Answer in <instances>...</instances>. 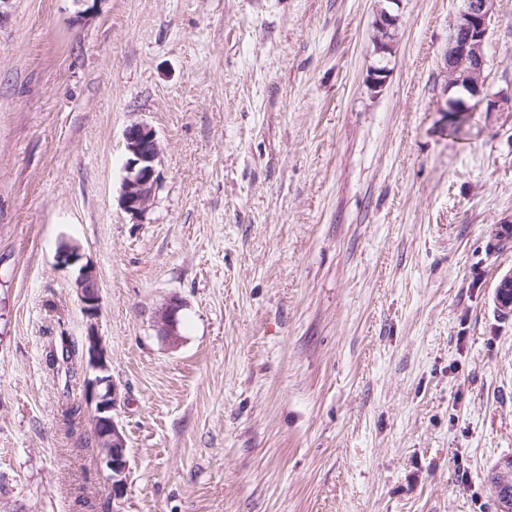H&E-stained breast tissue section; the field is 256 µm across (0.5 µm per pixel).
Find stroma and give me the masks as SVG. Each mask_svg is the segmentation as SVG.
<instances>
[{
	"mask_svg": "<svg viewBox=\"0 0 512 512\" xmlns=\"http://www.w3.org/2000/svg\"><path fill=\"white\" fill-rule=\"evenodd\" d=\"M12 0L0 18V512H496L512 456V112L448 127L462 0ZM487 82L512 89V0ZM162 148L145 215L123 134ZM76 240L99 276L127 484L81 383ZM179 298L180 337L155 313ZM82 403L75 423L67 401ZM400 15L380 4L373 21V53L378 57L391 56L397 42ZM123 136L126 161L119 203L131 216H142L152 205L160 184L157 166L161 146L154 128L144 122L129 125ZM65 335L66 331H61L59 336H55L48 352L47 362L51 367L57 365L58 370L60 369L61 365H65V374L68 375L69 381H71V379L76 380V378H80L81 373H78L79 368L74 367L73 357L78 356V359L80 360L79 367H81L82 351L80 354L79 350L76 349L74 342L73 346H71L69 342V336ZM65 342H67V344H65Z\"/></svg>",
	"mask_w": 512,
	"mask_h": 512,
	"instance_id": "stroma-1",
	"label": "stroma"
}]
</instances>
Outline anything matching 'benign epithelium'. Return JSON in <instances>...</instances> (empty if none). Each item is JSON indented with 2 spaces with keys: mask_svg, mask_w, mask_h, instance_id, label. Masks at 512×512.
<instances>
[{
  "mask_svg": "<svg viewBox=\"0 0 512 512\" xmlns=\"http://www.w3.org/2000/svg\"><path fill=\"white\" fill-rule=\"evenodd\" d=\"M497 0H464L463 8L453 18L448 51L444 60L449 87L465 84L469 96L485 103L487 112L512 111V95L486 90V37ZM400 15L393 9L379 6L373 21L374 54L387 57L394 52ZM389 69L370 67L368 84L372 91L381 89ZM125 175L120 186L121 208L132 216L144 215L152 205L159 186L157 169L161 146L152 126L144 122L129 125L124 131ZM58 263L76 268V288L87 331L83 341L86 370L83 387L85 399L92 405L91 424L96 439L100 471L112 495L123 494L128 473L127 442L114 411L120 401L119 386L110 373L109 357L97 332L96 321L101 310V297L95 266L84 261L80 245L74 241L61 243ZM495 301L501 308L512 307V272L497 282ZM181 303L167 301L156 313V326L161 335L176 341Z\"/></svg>",
  "mask_w": 512,
  "mask_h": 512,
  "instance_id": "obj_1",
  "label": "benign epithelium"
}]
</instances>
